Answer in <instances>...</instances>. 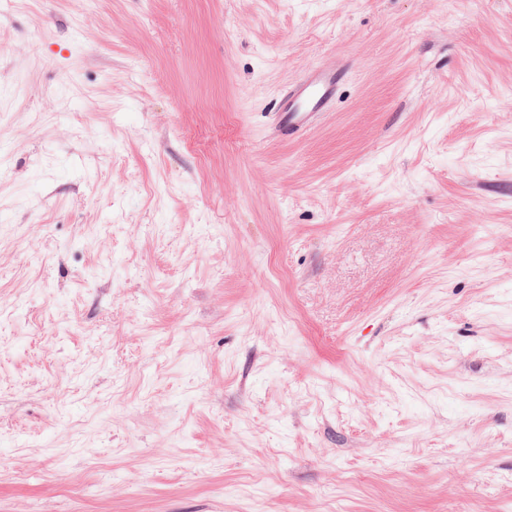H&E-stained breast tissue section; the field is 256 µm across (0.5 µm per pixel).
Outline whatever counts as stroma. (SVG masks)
<instances>
[{
	"instance_id": "35a3bbf8",
	"label": "stroma",
	"mask_w": 512,
	"mask_h": 512,
	"mask_svg": "<svg viewBox=\"0 0 512 512\" xmlns=\"http://www.w3.org/2000/svg\"><path fill=\"white\" fill-rule=\"evenodd\" d=\"M0 512H512V0H0ZM348 69V62L336 56L303 69L279 91L273 112H266L267 133L293 138L314 128L331 111Z\"/></svg>"
}]
</instances>
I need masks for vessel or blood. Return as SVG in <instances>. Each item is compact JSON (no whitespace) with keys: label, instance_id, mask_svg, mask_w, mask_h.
<instances>
[{"label":"vessel or blood","instance_id":"1","mask_svg":"<svg viewBox=\"0 0 512 512\" xmlns=\"http://www.w3.org/2000/svg\"><path fill=\"white\" fill-rule=\"evenodd\" d=\"M349 69L346 60L326 57L301 71L277 95L267 119L275 138L296 137L314 128L331 111Z\"/></svg>","mask_w":512,"mask_h":512}]
</instances>
